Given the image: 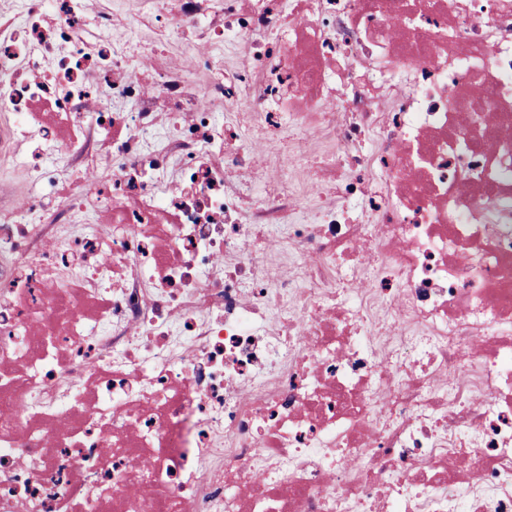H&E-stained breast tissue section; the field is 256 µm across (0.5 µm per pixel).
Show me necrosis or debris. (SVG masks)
<instances>
[{
  "label": "necrosis or debris",
  "instance_id": "obj_1",
  "mask_svg": "<svg viewBox=\"0 0 512 512\" xmlns=\"http://www.w3.org/2000/svg\"><path fill=\"white\" fill-rule=\"evenodd\" d=\"M0 512H512V0H0Z\"/></svg>",
  "mask_w": 512,
  "mask_h": 512
}]
</instances>
